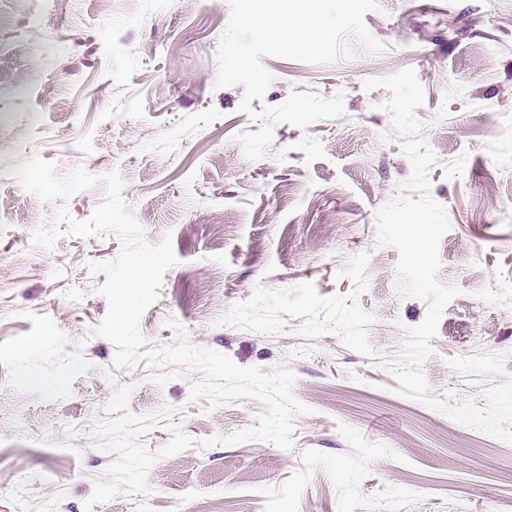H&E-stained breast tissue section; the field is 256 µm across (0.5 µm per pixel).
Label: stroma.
Returning a JSON list of instances; mask_svg holds the SVG:
<instances>
[{
  "label": "stroma",
  "instance_id": "1",
  "mask_svg": "<svg viewBox=\"0 0 512 512\" xmlns=\"http://www.w3.org/2000/svg\"><path fill=\"white\" fill-rule=\"evenodd\" d=\"M229 0H0V512H83L112 457L92 426L109 420L102 368L115 347L91 330L105 317L90 261L115 259L113 234L34 244L59 209L88 219L104 184L68 201L40 200L11 172L37 158L58 177L119 172L149 243L171 235L180 263L143 315L151 347L174 343L176 318L194 345L242 367L286 366L295 398L293 446L267 442L159 459L150 494L93 512H512V444L397 393L385 368L423 322L427 304L400 295L395 248L376 244L375 212L412 174L383 105L364 82L410 68L425 91L416 114L439 159L432 198L451 229L440 242L446 308L423 370L433 395L481 400L512 378V0H378L364 16L385 44L327 65L265 57L274 80L254 110L291 92L342 94L344 113L308 127L278 123L267 156L247 160L238 134L243 86L216 87ZM369 253L359 304L373 315L378 358L337 333H300V319L264 335L221 324L256 287L312 283L347 296V260ZM144 368L118 371L137 416L169 409L171 426L203 439L254 425L253 400L209 407L193 375L157 386Z\"/></svg>",
  "mask_w": 512,
  "mask_h": 512
}]
</instances>
